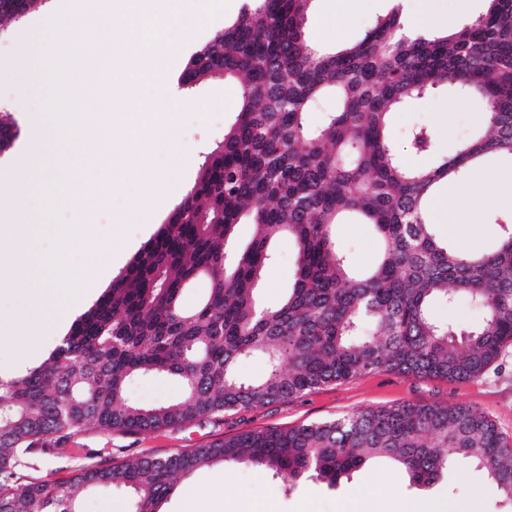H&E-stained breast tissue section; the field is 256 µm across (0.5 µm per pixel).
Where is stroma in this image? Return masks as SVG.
<instances>
[{
	"label": "stroma",
	"instance_id": "stroma-1",
	"mask_svg": "<svg viewBox=\"0 0 512 512\" xmlns=\"http://www.w3.org/2000/svg\"><path fill=\"white\" fill-rule=\"evenodd\" d=\"M240 6L241 0H207L205 13L199 18L178 17L167 22L171 46L168 68L173 75L182 73L196 48L205 44L216 29L236 19ZM69 10V0H50L44 9L29 14L0 35V106L8 109L17 126L11 150L0 155V185H7L16 159L29 150L30 119L33 113L42 111L50 91L49 85L38 78L40 61L23 62L25 42L29 33L39 28L48 43H55L57 35L48 22ZM389 11L390 0H313L304 29L311 41L325 43L333 50L360 41L376 19ZM101 90L119 101L120 111L136 112L141 105L158 101L161 80L147 76L130 88L120 67L115 66L103 72ZM238 105L234 85L221 80L210 81L193 94L176 90L169 110L182 147L181 160L173 161L171 153L161 148L152 154L147 172H114L117 188L108 193L103 206L91 217L105 236L111 235L113 224L121 226V236L115 244L117 258L112 265L113 274L125 271L192 188L199 163L205 153L223 140L224 130L233 121ZM418 126L434 130L433 151L418 152L411 148L409 134ZM477 126L475 113L462 107L460 97L436 91L393 113L391 138L402 161L409 167L421 168L430 166L435 158L452 155ZM69 139L70 147L62 148L55 125L46 123L40 148L53 177L52 184L30 196L26 207L18 211L12 210L7 200L0 199V221L42 225V232L32 242L34 250L42 254L57 247L60 229L81 221L60 197L72 188L73 170L86 163L93 144L75 131ZM157 175L167 176L169 180L167 200L145 222L133 212L132 204ZM336 236L355 271H364L375 262L380 243L370 225L350 218L338 225ZM294 278L293 249L288 243H280L258 283L264 304L278 305ZM39 288L36 281L18 289L0 280L2 378H18L38 367V360L28 355V343H35L48 353L58 342L57 336L49 333L29 340L17 328V319L29 306V294ZM408 401L417 404L447 401L474 406L486 413L512 442V344L504 347L483 375L474 380L450 382L377 372L326 385L290 400L218 414L175 429L142 435H110L88 429L68 438L62 450L32 459L31 474L40 479L61 480L74 470L105 460L164 457L249 430L291 427L327 420L359 408L389 407ZM367 490L373 493V512H407L410 505L426 501L443 504L467 501L472 505V512H512V505L502 502L496 486L469 461L456 462L435 486L417 489L409 486L401 470L384 459L365 466L338 488L307 480L289 492L256 470L237 464H219L177 482L159 509L160 512H250L254 505L269 503L275 512H358L361 496Z\"/></svg>",
	"mask_w": 512,
	"mask_h": 512
}]
</instances>
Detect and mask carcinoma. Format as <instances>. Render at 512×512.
<instances>
[{
	"mask_svg": "<svg viewBox=\"0 0 512 512\" xmlns=\"http://www.w3.org/2000/svg\"><path fill=\"white\" fill-rule=\"evenodd\" d=\"M312 0H243L235 22L215 31L179 78L189 92L211 80L237 87L239 109L206 153L194 186L168 222L100 300L29 374L0 380V512H81L98 488L125 487L131 512H158L175 482L218 464L248 465L286 488L306 479L336 486L375 457L412 484L431 487L451 458L484 469L512 503V444L479 410L405 403L363 409L288 428L250 430L165 457L86 466L65 482L26 473L88 427L142 434L226 411H247L376 372L464 381L512 343V215L495 247L463 252L437 238L428 204L492 157L512 162V0L455 33L407 34L398 13L341 50L309 42ZM45 0H0V34ZM444 88L471 98L488 122L427 169L400 159L389 135L395 109ZM336 108L313 127L320 100ZM0 110V154L14 139ZM411 145L433 147L420 127ZM373 226L376 263L354 274L336 242L346 215ZM252 240L232 249L237 224ZM286 239L295 280L284 301L263 304L258 282L273 245ZM209 283L193 307L182 294ZM464 300L482 311L473 325L438 321L434 301ZM260 355L265 375L235 372ZM172 375L174 400L144 405L127 395L139 377Z\"/></svg>",
	"mask_w": 512,
	"mask_h": 512,
	"instance_id": "obj_1",
	"label": "carcinoma"
}]
</instances>
